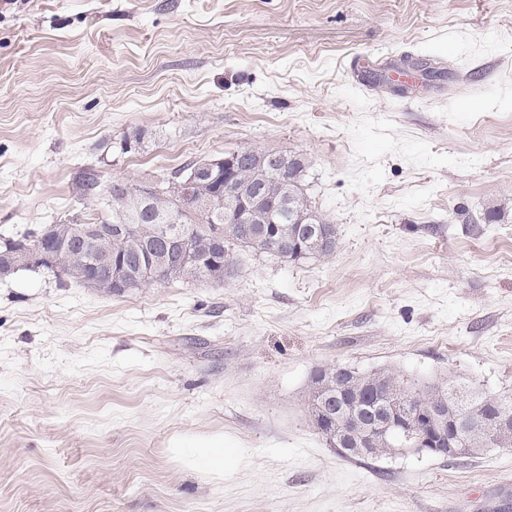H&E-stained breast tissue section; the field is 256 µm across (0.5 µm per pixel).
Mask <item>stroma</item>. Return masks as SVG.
Wrapping results in <instances>:
<instances>
[{
    "label": "stroma",
    "instance_id": "obj_1",
    "mask_svg": "<svg viewBox=\"0 0 512 512\" xmlns=\"http://www.w3.org/2000/svg\"><path fill=\"white\" fill-rule=\"evenodd\" d=\"M247 146L306 154L334 255L0 277V512L512 505V448L348 459L307 412L330 365L512 395V0H0V237ZM108 181L103 180V175L94 167H88L82 170L78 176L79 193L83 199L94 200L99 204V195Z\"/></svg>",
    "mask_w": 512,
    "mask_h": 512
}]
</instances>
